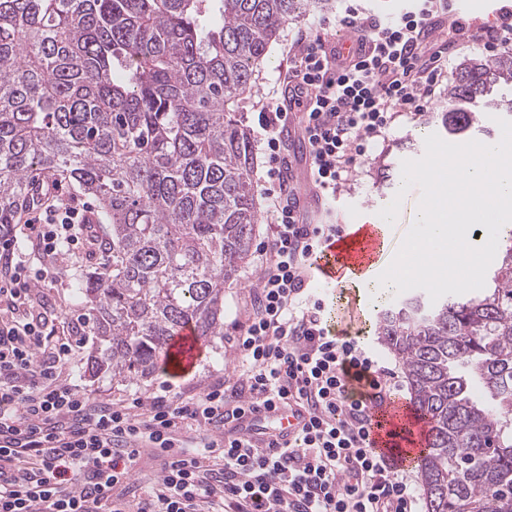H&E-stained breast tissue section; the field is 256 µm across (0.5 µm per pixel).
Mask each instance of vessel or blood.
<instances>
[{"label": "vessel or blood", "instance_id": "b4317fda", "mask_svg": "<svg viewBox=\"0 0 512 512\" xmlns=\"http://www.w3.org/2000/svg\"><path fill=\"white\" fill-rule=\"evenodd\" d=\"M291 175L298 184L299 211L308 217L322 204V198L308 179V163L298 159L290 161ZM384 248V230L372 223L344 224L336 237L328 240L320 253L312 258L319 284H335L341 277L367 269L379 259ZM182 366H191L202 353L191 327H182L169 347ZM246 434L252 444L264 448L267 445L287 446L294 434L305 426L306 417L293 414L286 407L246 416ZM427 422L409 405L394 402L379 410L372 433L375 448L393 455L402 465L416 463L427 451Z\"/></svg>", "mask_w": 512, "mask_h": 512}]
</instances>
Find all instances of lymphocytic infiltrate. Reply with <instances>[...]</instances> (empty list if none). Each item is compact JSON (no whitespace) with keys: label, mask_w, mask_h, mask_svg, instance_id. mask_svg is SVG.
<instances>
[{"label":"lymphocytic infiltrate","mask_w":512,"mask_h":512,"mask_svg":"<svg viewBox=\"0 0 512 512\" xmlns=\"http://www.w3.org/2000/svg\"><path fill=\"white\" fill-rule=\"evenodd\" d=\"M397 20L381 22L347 5L341 24L361 58L318 37L298 38L294 100L309 132L310 169L332 197L354 175L369 145L399 112H421L448 64L426 54L423 29L447 14L448 0H413ZM335 64L336 79L320 76ZM285 113L268 102L257 117L268 158L263 193L273 218L261 244L257 286L231 340L235 375L183 398L162 387L134 407L98 402L60 373L80 346L52 341L25 254L0 268V512H419L411 468L377 452L376 410L398 387L356 337L338 333L311 286L310 258L339 231L301 224L279 165ZM8 235L37 240L45 256L77 253L87 238L83 211L48 200ZM294 403L308 427L294 446L263 451L225 440L246 406ZM161 461L146 484L133 477L142 452Z\"/></svg>","instance_id":"f902f5d3"}]
</instances>
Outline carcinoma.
<instances>
[{
  "mask_svg": "<svg viewBox=\"0 0 512 512\" xmlns=\"http://www.w3.org/2000/svg\"><path fill=\"white\" fill-rule=\"evenodd\" d=\"M329 0H0V229L38 170L93 197L105 264L82 274L91 368H158L188 323L224 335V288L249 260L260 204L238 112L288 21ZM512 55L462 62L438 119L490 135L512 112ZM415 409L426 512H512V248L476 293L409 296L379 317Z\"/></svg>",
  "mask_w": 512,
  "mask_h": 512,
  "instance_id": "obj_1",
  "label": "carcinoma"
}]
</instances>
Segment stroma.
I'll use <instances>...</instances> for the list:
<instances>
[{
    "instance_id": "1",
    "label": "stroma",
    "mask_w": 512,
    "mask_h": 512,
    "mask_svg": "<svg viewBox=\"0 0 512 512\" xmlns=\"http://www.w3.org/2000/svg\"><path fill=\"white\" fill-rule=\"evenodd\" d=\"M343 7L342 0H333L331 9L309 20L284 26L280 42L271 46L259 69L256 93L243 100L239 106L251 134L259 132L257 114L262 98L267 93L278 94L282 91L283 81L295 62L297 36L305 34L313 37L324 32L334 34L341 31L342 26L337 19ZM485 54L481 41L463 37L457 39L448 51L444 83L436 89L428 110L402 112L369 150L355 180L331 203L336 223L346 224L353 219L379 222V210L400 192L402 161L423 156L424 139L431 130L429 121L433 113L447 105L448 85L453 82L458 65L468 58ZM101 263V251L89 245L79 257L59 260L58 274L54 281L36 283L38 300L44 307L48 324L54 327L59 338L72 337L73 322L77 317L88 314L87 308L74 298L76 278L86 268ZM261 263L260 253L252 252L248 263L239 269L234 284L225 289L224 335L204 343L202 354L189 372L182 374L175 369H162L142 380L117 382L108 372L89 375L86 362L81 361L69 369L68 382L80 385L94 400L114 399L128 404L164 385L185 398L200 394L208 385L230 375L234 368V353L228 339L235 335L238 322L244 319L248 295L257 282ZM332 293L340 297L342 307L354 317L356 328L367 331L368 348L380 366L401 372V364L388 353L377 336L379 312L369 303L366 291L349 284H338L333 286Z\"/></svg>"
}]
</instances>
